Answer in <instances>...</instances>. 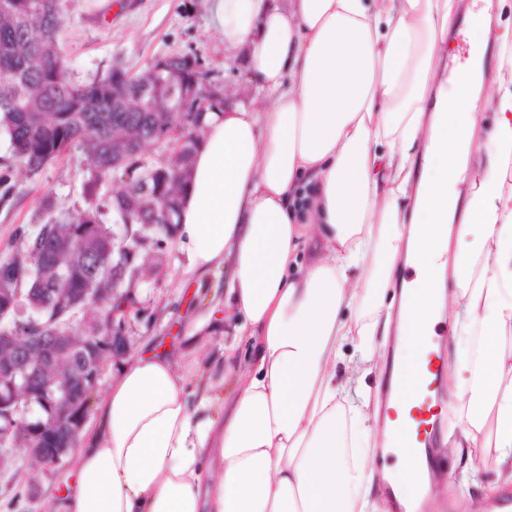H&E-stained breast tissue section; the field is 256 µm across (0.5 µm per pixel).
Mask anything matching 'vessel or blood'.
Segmentation results:
<instances>
[{
	"mask_svg": "<svg viewBox=\"0 0 512 512\" xmlns=\"http://www.w3.org/2000/svg\"><path fill=\"white\" fill-rule=\"evenodd\" d=\"M447 366L439 337H432L426 367L417 376L403 375L392 367L386 381L387 394L396 396L398 406L409 409L407 419L396 426L397 445L407 459L415 464L420 477H441L444 465L437 454L445 415L441 411L443 391L441 374ZM384 495L390 512H434L435 506L424 498H402L393 483H386Z\"/></svg>",
	"mask_w": 512,
	"mask_h": 512,
	"instance_id": "obj_1",
	"label": "vessel or blood"
}]
</instances>
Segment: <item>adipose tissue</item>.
<instances>
[{"instance_id": "ef3b65f1", "label": "adipose tissue", "mask_w": 512, "mask_h": 512, "mask_svg": "<svg viewBox=\"0 0 512 512\" xmlns=\"http://www.w3.org/2000/svg\"><path fill=\"white\" fill-rule=\"evenodd\" d=\"M495 7L473 0L460 55L458 0H212L265 97L207 114L174 241L182 275L224 271L235 337L207 373L152 353L113 377L63 512H368L394 434L360 382L393 338L416 372L445 318L462 445L512 469V59L484 80L512 28ZM402 261L415 277L394 296Z\"/></svg>"}]
</instances>
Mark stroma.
Returning <instances> with one entry per match:
<instances>
[{
  "mask_svg": "<svg viewBox=\"0 0 512 512\" xmlns=\"http://www.w3.org/2000/svg\"><path fill=\"white\" fill-rule=\"evenodd\" d=\"M66 17L60 46L74 75L87 80L108 72L113 64L139 73L155 58L173 53L199 55L227 106L259 103L262 94L247 75V46L225 44L211 21V0H119L111 9L105 0H61ZM85 163L71 152L46 166L34 179L15 173L16 189L0 199V257L20 246L18 228L34 229L41 221L38 203L52 196L62 208L81 205ZM160 276L144 279L132 296L127 318L128 356L113 359L99 381L107 388L129 356L166 350L178 366L192 358L219 364L224 353V277L181 282L182 256L164 243ZM0 512H47L50 501L61 500L71 480L73 462L39 466L16 450L0 449ZM447 501L456 512H475L483 487L498 479L493 458L469 456L460 448L448 454Z\"/></svg>",
  "mask_w": 512,
  "mask_h": 512,
  "instance_id": "stroma-1",
  "label": "stroma"
}]
</instances>
